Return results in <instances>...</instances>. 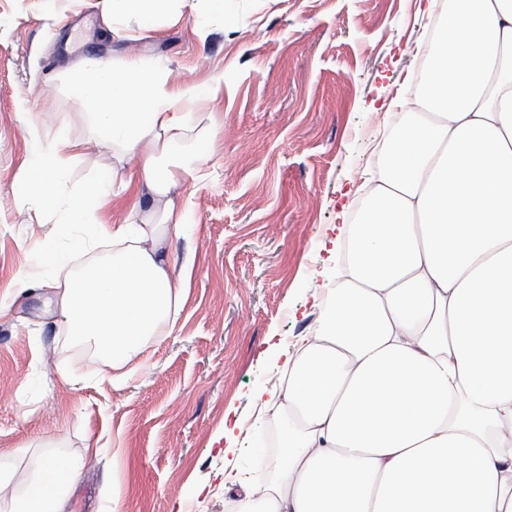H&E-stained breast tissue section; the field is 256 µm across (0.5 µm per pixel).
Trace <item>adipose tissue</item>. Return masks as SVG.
I'll use <instances>...</instances> for the list:
<instances>
[{
    "label": "adipose tissue",
    "instance_id": "1",
    "mask_svg": "<svg viewBox=\"0 0 512 512\" xmlns=\"http://www.w3.org/2000/svg\"><path fill=\"white\" fill-rule=\"evenodd\" d=\"M187 10L231 15L229 0H102L116 34ZM426 13L421 77L391 101L402 117L332 241L328 301L285 357V387L253 395L283 428L286 465L261 494L225 478L234 512H512V0H426ZM68 77L131 167L66 191L78 143L37 135L34 196L69 232L46 234L36 266L67 334L120 369L179 312L167 246L186 212L171 195L195 172L163 159L185 115L168 72L134 55ZM132 181L147 210L98 222ZM107 240L117 251L100 253ZM80 471L51 457L26 487L0 455V506L63 512Z\"/></svg>",
    "mask_w": 512,
    "mask_h": 512
}]
</instances>
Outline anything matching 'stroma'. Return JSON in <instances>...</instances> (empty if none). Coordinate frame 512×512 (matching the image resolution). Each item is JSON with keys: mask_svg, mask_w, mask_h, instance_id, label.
I'll use <instances>...</instances> for the list:
<instances>
[{"mask_svg": "<svg viewBox=\"0 0 512 512\" xmlns=\"http://www.w3.org/2000/svg\"><path fill=\"white\" fill-rule=\"evenodd\" d=\"M418 0H233L232 21L192 15L131 40L112 35L96 0L59 11L44 0H0V454L34 475L59 452L81 456L66 512H224V474L251 476L268 418L257 389L280 388L325 299L330 228L363 172L375 168L383 111L422 68L429 36ZM72 42H65V35ZM173 74L192 94L174 159L208 178L184 181L190 209L170 244L183 275L174 326L112 382V367L74 342L48 289L18 290L52 215H36L30 128H65L83 142L67 189L105 174L117 152L92 130L68 70L91 57L121 68L129 54ZM242 431L228 452L225 418Z\"/></svg>", "mask_w": 512, "mask_h": 512, "instance_id": "obj_1", "label": "stroma"}]
</instances>
